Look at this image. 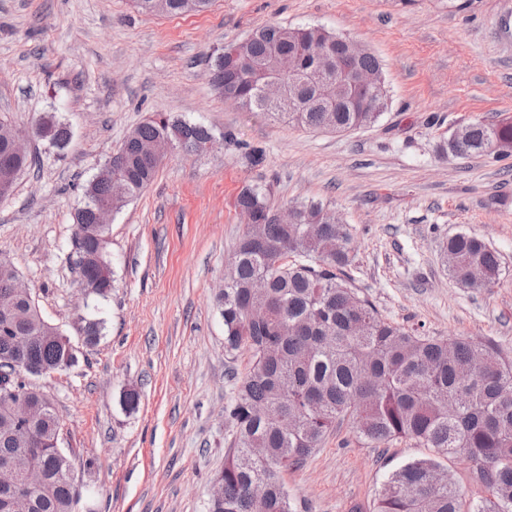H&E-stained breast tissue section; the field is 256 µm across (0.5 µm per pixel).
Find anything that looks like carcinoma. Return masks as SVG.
I'll list each match as a JSON object with an SVG mask.
<instances>
[{
  "instance_id": "obj_1",
  "label": "carcinoma",
  "mask_w": 512,
  "mask_h": 512,
  "mask_svg": "<svg viewBox=\"0 0 512 512\" xmlns=\"http://www.w3.org/2000/svg\"><path fill=\"white\" fill-rule=\"evenodd\" d=\"M145 14L168 16L206 11L213 0H134ZM347 38L317 27H258L240 53L224 49L212 64L221 94L236 95L242 108L262 112L308 130L346 132L375 123L388 109L383 64L369 50L351 56ZM292 59L296 95L277 105L264 93L265 77L279 73L281 60ZM281 74V73H279ZM288 81V73L281 74ZM46 140L62 149L68 127L46 116ZM457 140L465 155L512 157V123L471 122ZM160 137L186 153L214 138L202 124L157 113L132 130L112 151L119 167L112 177L94 178L83 188L76 210L74 246L79 281L88 293L105 297L114 282L109 227L96 224L99 204L116 212L155 179L163 161L142 153V145ZM0 141V200L9 185L33 165L6 162ZM256 216V225L239 236L215 304L224 320V351L250 355L235 395L224 409L233 438L224 455V499L208 512H253L260 497L264 512H298L279 479V471L302 466L322 447L336 422L350 416L353 437L368 448L411 441L434 456L409 461L382 485L373 512H512V358L494 339L450 342L422 336L382 316L350 275L355 236L340 214L320 202L295 205L296 224H279L277 207L265 190L247 186L237 199ZM452 278L465 288H492L500 279L501 260L481 238L466 232L448 238ZM101 252L103 266L85 264ZM483 279H469L472 267ZM18 276L0 255V362L16 363L12 375L0 374V462L26 450L29 465L43 471L44 482L26 490L16 511L11 495L0 490V512H74L78 494L67 455L52 439L60 419L48 396L28 377L30 365L59 372L58 365L78 363L70 340L56 336L35 302L14 292ZM263 278L265 294L253 292ZM102 322L83 327L85 343L95 346ZM24 394L39 408L29 431L35 444L15 439L12 403ZM458 455L471 464L470 480L478 497L468 498L441 464Z\"/></svg>"
}]
</instances>
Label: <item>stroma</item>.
I'll return each instance as SVG.
<instances>
[{
  "label": "stroma",
  "mask_w": 512,
  "mask_h": 512,
  "mask_svg": "<svg viewBox=\"0 0 512 512\" xmlns=\"http://www.w3.org/2000/svg\"><path fill=\"white\" fill-rule=\"evenodd\" d=\"M320 27L384 63L390 106L372 126L336 133L225 103L211 55L258 26ZM163 112L212 128L209 149H176L110 225L114 286L83 294L74 212L86 181L135 127ZM69 125L64 149L29 145L38 162L0 202V255L41 316L80 348L69 371L35 378L60 416L76 512H207L232 439L231 374L214 291L244 224L243 188L277 206L319 201L356 232L351 274L383 315L443 339L512 348V171L488 156L437 150L460 125L512 123V0H214L201 15L146 16L133 0H0V120L47 114ZM233 142H224L223 133ZM262 148L254 165L245 147ZM468 230L500 256V282L476 291L448 274L449 236ZM103 324L84 347L83 319ZM140 396L136 411L121 398ZM342 420L322 448L280 474L308 512H372L388 475L432 449L368 448Z\"/></svg>",
  "instance_id": "1"
}]
</instances>
